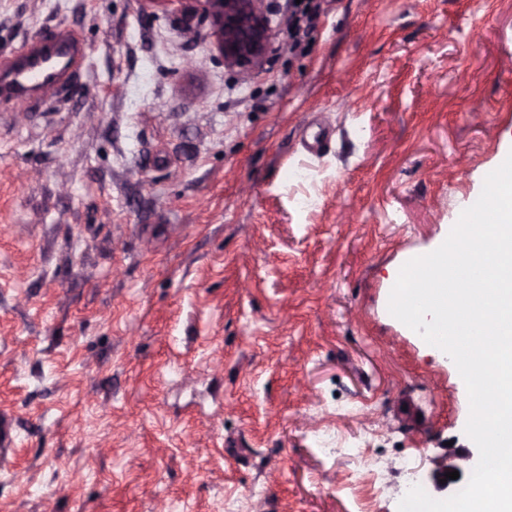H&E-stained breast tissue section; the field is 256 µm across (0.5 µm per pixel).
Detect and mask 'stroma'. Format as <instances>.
Returning a JSON list of instances; mask_svg holds the SVG:
<instances>
[{"mask_svg": "<svg viewBox=\"0 0 512 512\" xmlns=\"http://www.w3.org/2000/svg\"><path fill=\"white\" fill-rule=\"evenodd\" d=\"M319 3L291 51L267 0L244 78L138 0H0V57L89 49L0 111V512H355L371 471L398 512L473 448L388 302L512 153V0ZM476 456L473 451L467 450L463 452L446 450L442 454L431 456L428 461L430 467L428 469V479L437 491H445L458 484L468 471H472L476 466ZM457 470L459 478L451 480L446 478V472ZM441 479L446 482L441 483Z\"/></svg>", "mask_w": 512, "mask_h": 512, "instance_id": "obj_1", "label": "stroma"}]
</instances>
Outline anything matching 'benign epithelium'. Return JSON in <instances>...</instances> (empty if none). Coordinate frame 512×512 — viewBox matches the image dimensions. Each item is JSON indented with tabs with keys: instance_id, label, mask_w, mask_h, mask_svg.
<instances>
[{
	"instance_id": "1",
	"label": "benign epithelium",
	"mask_w": 512,
	"mask_h": 512,
	"mask_svg": "<svg viewBox=\"0 0 512 512\" xmlns=\"http://www.w3.org/2000/svg\"><path fill=\"white\" fill-rule=\"evenodd\" d=\"M143 5H173L186 20V34L192 33L191 21L208 27L213 50L224 67L243 77L251 76L264 63L272 42L266 0H140ZM428 479L437 491H445L476 466L475 453L447 450L429 458ZM459 472L451 480L445 474ZM446 482H441V479Z\"/></svg>"
}]
</instances>
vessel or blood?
<instances>
[{"mask_svg": "<svg viewBox=\"0 0 512 512\" xmlns=\"http://www.w3.org/2000/svg\"><path fill=\"white\" fill-rule=\"evenodd\" d=\"M85 48L59 30L33 42L27 52L0 64V102L63 93L79 76Z\"/></svg>", "mask_w": 512, "mask_h": 512, "instance_id": "vessel-or-blood-1", "label": "vessel or blood"}]
</instances>
